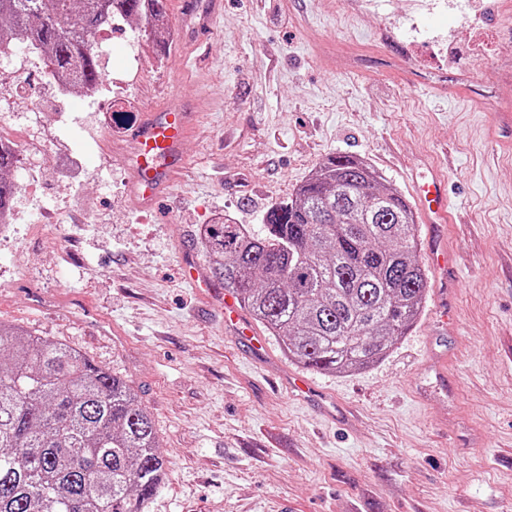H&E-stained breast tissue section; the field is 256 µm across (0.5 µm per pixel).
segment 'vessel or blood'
Listing matches in <instances>:
<instances>
[{"label": "vessel or blood", "mask_w": 512, "mask_h": 512, "mask_svg": "<svg viewBox=\"0 0 512 512\" xmlns=\"http://www.w3.org/2000/svg\"><path fill=\"white\" fill-rule=\"evenodd\" d=\"M220 0H182L181 18L198 17L199 28H207L218 12ZM194 115L179 98L165 106L144 112L131 133V149L120 160L121 166L132 174L133 195L140 206H151L155 199L171 188L186 170L184 145L193 129ZM418 200L429 217L434 234H441L448 219V200L445 184L432 177L418 190ZM188 281L198 291L219 297L224 313V325L253 354L260 355L262 342L243 320L235 295L221 292L200 265L185 264ZM289 389L315 402L328 416H335L334 397L314 389L299 375L287 378Z\"/></svg>", "instance_id": "obj_1"}]
</instances>
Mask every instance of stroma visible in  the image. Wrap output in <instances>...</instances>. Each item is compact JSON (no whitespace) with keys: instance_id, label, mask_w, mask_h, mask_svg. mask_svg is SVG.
Segmentation results:
<instances>
[{"instance_id":"1","label":"stroma","mask_w":512,"mask_h":512,"mask_svg":"<svg viewBox=\"0 0 512 512\" xmlns=\"http://www.w3.org/2000/svg\"><path fill=\"white\" fill-rule=\"evenodd\" d=\"M221 2L194 36L169 0L162 53L140 25L110 27L94 93L60 90L35 55L28 95L0 100V130L44 146L12 170L31 192L0 239V320L135 389L167 465L145 512H512V19L499 0ZM116 91L139 115L173 97L196 113L187 171L149 209L99 121ZM332 154L405 194L441 165L459 281L446 325L426 302L372 366L309 371L345 408L334 419L280 386L295 365L278 337L250 355L183 274L209 263L205 225L265 235ZM443 342L462 354L449 395L424 370Z\"/></svg>"}]
</instances>
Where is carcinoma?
Instances as JSON below:
<instances>
[{
    "mask_svg": "<svg viewBox=\"0 0 512 512\" xmlns=\"http://www.w3.org/2000/svg\"><path fill=\"white\" fill-rule=\"evenodd\" d=\"M151 33L167 0H0V50H37L49 75L97 89L93 47L115 17ZM0 216L15 185L3 177ZM256 237L226 220L205 226L210 271L288 359L347 373L377 362L422 312L427 276L414 211L367 163L327 157L289 202L265 214ZM0 512H144L166 476L152 418L123 380L79 351L0 321Z\"/></svg>",
    "mask_w": 512,
    "mask_h": 512,
    "instance_id": "1",
    "label": "carcinoma"
}]
</instances>
